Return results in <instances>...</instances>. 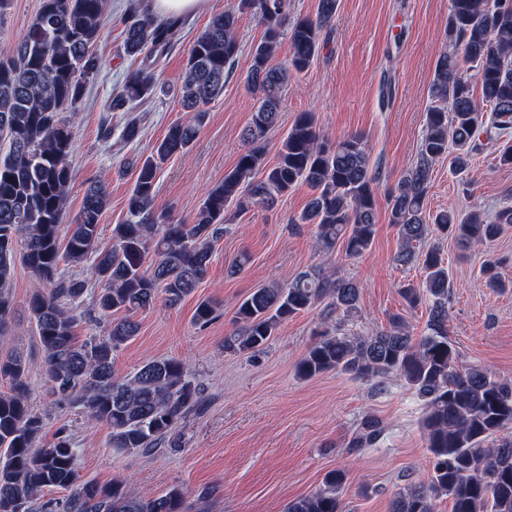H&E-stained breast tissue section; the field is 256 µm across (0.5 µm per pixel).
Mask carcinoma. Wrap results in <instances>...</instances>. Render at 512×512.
Segmentation results:
<instances>
[{
    "label": "carcinoma",
    "instance_id": "obj_1",
    "mask_svg": "<svg viewBox=\"0 0 512 512\" xmlns=\"http://www.w3.org/2000/svg\"><path fill=\"white\" fill-rule=\"evenodd\" d=\"M340 0H317L312 16L286 24L291 0H234L215 14L188 50L180 87L193 116L168 128L145 158L131 160L136 171L127 198L126 219L112 226V245L101 243V217L109 207L107 188L95 183L70 224L64 214L72 189L69 155L72 126L63 113L81 103L86 80L101 61L94 52L102 37L105 0H41L39 11L13 53L0 59V340L8 336L13 313L10 292L17 259L45 285L27 302L39 338L50 393L91 421L112 430L111 445L148 451L159 444L178 446L174 432L194 410L199 391L188 365L175 358L142 364L129 378L114 369V352L137 336L132 314L162 298L176 305L191 295L207 274L213 246L224 234L229 207L235 214L271 208L300 184L312 197L296 224L313 226L320 251L342 248L356 258L377 232V177L370 168L366 138L359 133L331 139L311 112L299 113L283 135L276 161L265 163V138L280 120V102L291 76L309 69L332 31ZM448 36L460 53L439 57L430 85L431 104L416 158L388 193L390 224L400 246L396 262L418 266L419 284L401 288L411 308L425 303L428 319L416 338L400 319L371 336L325 333L300 361L298 374L310 379L341 371L361 379L402 378L421 402L422 429L429 452L427 479L400 493L393 512H434L446 496L451 512H512V382L480 366L459 365L448 340L451 282L433 233L464 247L494 242L512 224V207L488 219L475 206L463 212L427 211L435 163L454 149L451 165L469 172L480 135L498 144L497 159L512 166V0H449ZM250 16L262 36L252 46L246 77L256 108L245 129L246 143L224 180L206 193L191 224L155 206L161 164L186 153L196 141L206 106L224 93L241 51L239 25ZM124 50L141 58L112 98V110L130 112L155 91L157 63L181 26L177 18L157 21L131 7L122 18ZM288 39L291 54L276 60ZM475 71L480 96L471 78ZM90 264L91 277L59 272L61 259ZM481 272L496 293L512 291L502 262L488 260ZM362 285L321 265L253 289L238 305L234 330L224 352L256 351L277 335L282 323L328 298L345 317L359 312ZM90 298L93 309L112 317L105 336L77 340L78 317L70 305ZM217 306L200 301L193 319L206 325ZM29 360L0 359V378L11 391L0 394V512H182L183 490L170 488L151 500L132 495L114 480L98 485L76 471L77 449L69 429L41 444L44 421L29 404ZM383 428L372 417L361 423L352 446L376 443ZM345 473H328L311 494L288 503L286 512H343ZM67 492L63 503L40 500L46 490Z\"/></svg>",
    "mask_w": 512,
    "mask_h": 512
}]
</instances>
